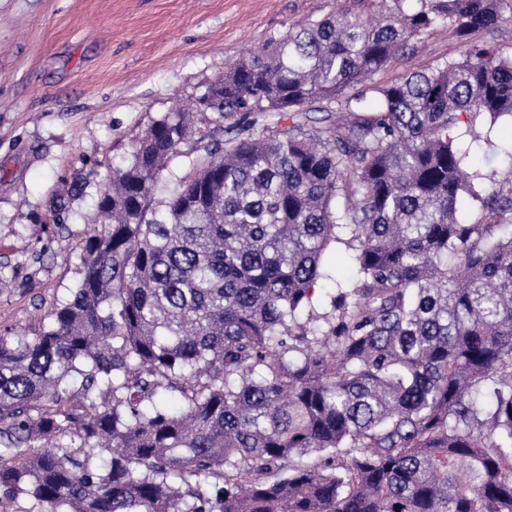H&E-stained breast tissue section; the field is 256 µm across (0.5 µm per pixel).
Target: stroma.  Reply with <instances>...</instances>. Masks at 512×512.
Masks as SVG:
<instances>
[{"label":"stroma","instance_id":"1","mask_svg":"<svg viewBox=\"0 0 512 512\" xmlns=\"http://www.w3.org/2000/svg\"><path fill=\"white\" fill-rule=\"evenodd\" d=\"M336 0H0V333L42 327L80 278L99 191L156 120ZM434 35L382 81L458 57Z\"/></svg>","mask_w":512,"mask_h":512}]
</instances>
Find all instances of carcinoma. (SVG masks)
I'll return each instance as SVG.
<instances>
[{"label": "carcinoma", "instance_id": "1", "mask_svg": "<svg viewBox=\"0 0 512 512\" xmlns=\"http://www.w3.org/2000/svg\"><path fill=\"white\" fill-rule=\"evenodd\" d=\"M504 2L343 0L146 130L69 299L0 334V512H512ZM472 38L474 41H490L504 47H512V12L510 4L505 7L504 18L495 29L477 32ZM460 46L442 34L434 35L425 46L418 48L412 58L401 57L393 62L387 70L375 76L381 81H391L412 70L427 68L436 61L458 57ZM352 252L343 245L333 244L327 252L328 262L337 266V272L341 279L350 277L354 271Z\"/></svg>", "mask_w": 512, "mask_h": 512}]
</instances>
